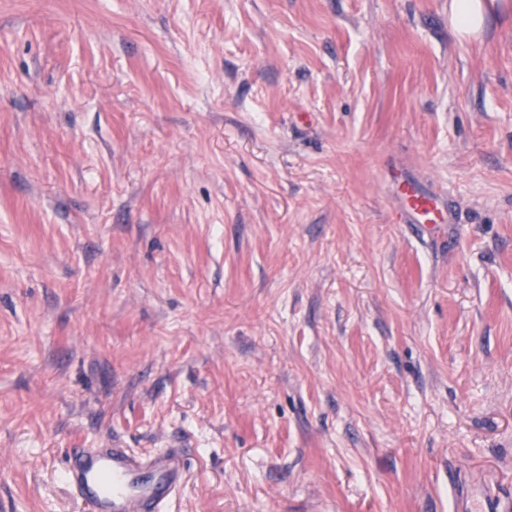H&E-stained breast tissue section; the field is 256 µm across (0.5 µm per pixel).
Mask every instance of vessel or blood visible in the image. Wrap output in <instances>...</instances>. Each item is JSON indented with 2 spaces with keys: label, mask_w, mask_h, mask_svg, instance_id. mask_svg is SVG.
I'll use <instances>...</instances> for the list:
<instances>
[{
  "label": "vessel or blood",
  "mask_w": 512,
  "mask_h": 512,
  "mask_svg": "<svg viewBox=\"0 0 512 512\" xmlns=\"http://www.w3.org/2000/svg\"><path fill=\"white\" fill-rule=\"evenodd\" d=\"M403 196L417 223H442L433 199L409 187ZM179 480V468L170 456L143 464L120 448L73 449L66 468L67 483L91 512H159Z\"/></svg>",
  "instance_id": "1"
}]
</instances>
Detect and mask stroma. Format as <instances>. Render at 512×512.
<instances>
[{"instance_id":"1","label":"stroma","mask_w":512,"mask_h":512,"mask_svg":"<svg viewBox=\"0 0 512 512\" xmlns=\"http://www.w3.org/2000/svg\"><path fill=\"white\" fill-rule=\"evenodd\" d=\"M449 3L0 0V512L106 447L164 512H512V0ZM498 0H451L449 21L463 38L480 37L489 20V7ZM406 199L408 211L418 224H442L443 215L438 210L433 199L428 196L418 194L409 186H406L403 192Z\"/></svg>"}]
</instances>
